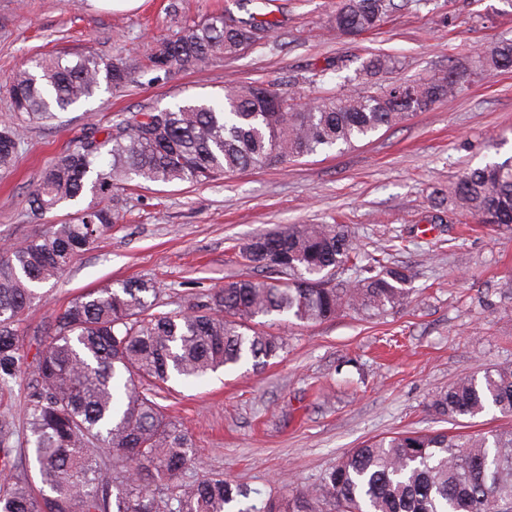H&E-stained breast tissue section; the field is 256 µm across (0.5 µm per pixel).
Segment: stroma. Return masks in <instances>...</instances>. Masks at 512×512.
Here are the masks:
<instances>
[{"label": "stroma", "instance_id": "35a3bbf8", "mask_svg": "<svg viewBox=\"0 0 512 512\" xmlns=\"http://www.w3.org/2000/svg\"><path fill=\"white\" fill-rule=\"evenodd\" d=\"M336 2L141 0L118 11L98 0H0V125L11 126L18 142L14 167L0 171V246L73 216L74 206L64 205L31 220L27 198L40 170L72 148L87 123L107 127L143 108L208 99L231 83L275 82L309 102L451 67L467 76L455 96L351 149L201 185L134 180L113 188L106 203L116 224L21 325L27 356H35L47 323L86 291L150 280L162 290L164 310L179 311L224 281L263 279L236 247L288 224L345 225L368 253L404 239L393 258L414 272L410 304L374 318L349 311L323 323L266 325L288 339L279 358L163 393L166 414L195 448L187 484L213 472L265 495L285 477L315 482L354 448L393 432L485 433L506 424L490 414L453 422L427 404L460 374L512 362V230L467 222L454 206L435 210L465 172L512 157V71L482 69L486 50L512 39V0H408L378 29L344 38L328 32ZM226 11L266 13L278 27L265 44L169 78L148 67L157 40ZM87 51L124 58L131 82L51 123L13 111L17 70L50 53ZM377 55L391 57L393 69L361 75L362 62ZM28 382L23 375L0 390V419L12 422L16 448L26 442Z\"/></svg>", "mask_w": 512, "mask_h": 512}]
</instances>
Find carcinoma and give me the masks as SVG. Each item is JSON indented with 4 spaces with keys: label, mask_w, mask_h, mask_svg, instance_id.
<instances>
[{
    "label": "carcinoma",
    "mask_w": 512,
    "mask_h": 512,
    "mask_svg": "<svg viewBox=\"0 0 512 512\" xmlns=\"http://www.w3.org/2000/svg\"><path fill=\"white\" fill-rule=\"evenodd\" d=\"M398 8L394 0H339V35L370 31ZM265 16L224 24L212 15L158 44L151 66L170 76L216 56L234 57ZM490 71L512 70V39L485 57ZM453 69L367 93L298 103L277 86L249 83L223 98L131 112L103 128L90 124L73 149L47 165L29 193L36 218L90 194L98 202L52 224L0 255V385L31 380L26 447L39 485L14 476L8 448L13 424L0 420V512H496L512 505V427L490 433L399 431L343 457L316 482L283 481L284 492L249 503L250 492L221 476L179 483L192 462L181 425L155 402L172 379L199 382L247 363L280 357L283 336L258 329L286 319L313 324L348 310L384 314L412 300L411 271L384 256L360 255L342 224H288L241 244L238 255L273 277L237 279L191 298L187 309L159 310L160 289L128 280L76 298L47 326L33 361L19 345L22 317L38 289L60 279L76 256L112 228L104 200L132 178L158 184H204L254 168H272L321 150L352 146L457 93ZM129 81L121 58L50 55L17 73V112L50 122L106 89ZM13 130L0 129V170L16 157ZM456 207L481 224L512 229V158L466 172ZM352 267L355 277L337 271ZM284 273L282 280L276 274ZM451 419L494 412L512 418V364L466 373L429 402Z\"/></svg>",
    "instance_id": "obj_1"
}]
</instances>
